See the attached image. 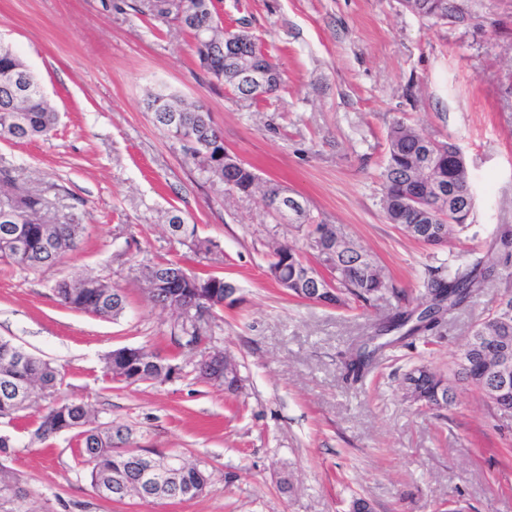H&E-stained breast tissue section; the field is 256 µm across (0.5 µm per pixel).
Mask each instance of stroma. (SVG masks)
I'll use <instances>...</instances> for the list:
<instances>
[{"label": "stroma", "instance_id": "stroma-1", "mask_svg": "<svg viewBox=\"0 0 512 512\" xmlns=\"http://www.w3.org/2000/svg\"><path fill=\"white\" fill-rule=\"evenodd\" d=\"M136 2L0 0V40L60 116L48 139H0V167L58 217L80 213L86 224L54 265L0 261V338L57 367L62 398L91 405L98 423L181 454L211 482L186 502L107 501L70 434L44 444L0 418L13 442L0 465L28 492L0 512H348L357 497L373 512H512V413L462 380L457 360L512 288V266L432 334L380 349L359 380L343 368L429 269H467L497 226L512 224V0H461L470 24L435 26L402 0H217L224 21L243 22L281 70L280 89L254 105L209 78L188 32L140 16ZM158 91L203 104L228 150L365 248L397 295L364 311L288 296L268 276L270 252L302 233L276 223L261 194L206 180L155 125L147 102ZM402 119L465 155L476 206L451 245L425 246L385 221L378 174L387 130ZM172 209L215 242L211 254L172 239ZM163 259L236 282L210 344L238 363L240 392L199 376L202 351L177 353L173 313L148 300L136 272ZM87 275L125 294L119 318L57 301L56 281ZM121 347L175 356L180 370L162 383L107 380L103 360ZM421 365L452 382L450 409L421 412L404 397L402 375Z\"/></svg>", "mask_w": 512, "mask_h": 512}]
</instances>
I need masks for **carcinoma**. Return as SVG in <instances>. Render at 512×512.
Returning <instances> with one entry per match:
<instances>
[{
	"label": "carcinoma",
	"mask_w": 512,
	"mask_h": 512,
	"mask_svg": "<svg viewBox=\"0 0 512 512\" xmlns=\"http://www.w3.org/2000/svg\"><path fill=\"white\" fill-rule=\"evenodd\" d=\"M412 11L418 18L439 23L448 15L451 0H411ZM138 11L144 15L157 14L172 18L192 37L208 30L210 37L221 41L224 32L215 26L219 20L214 0H140ZM200 66L217 82L228 86L239 98L255 101L250 91L235 84L230 76L235 52H219L209 58L196 49ZM148 108L156 124L175 139L182 153H191L190 160L212 180L222 183L229 191L250 193L258 187V177L244 162L228 168L220 152L224 150L223 134L214 124L211 113L199 105H189L176 96L162 91L150 95ZM58 113L40 90L37 78L25 61L8 46L0 43V138L16 143L49 136L56 127ZM460 146L453 141L426 139L417 129L397 121L387 133V157L379 174L380 202L387 223L399 226L409 237L423 242L411 225H429L426 218L407 205L408 197L415 193L433 197L435 192L428 181L442 188V205L448 203L465 209L463 219L448 218L446 234L453 235L468 228V220L475 208V198L470 192V173L466 159L459 155ZM40 196L25 191L4 200L0 199V259L8 260L22 268L37 269L51 265L62 255L74 250L83 230L82 218L77 216L67 222H56L47 217ZM168 226L171 235L178 238L189 235L196 238L193 251L211 253L212 241L196 236V226L185 223L178 210L170 211ZM326 229L329 237L337 236L329 224L319 222L311 214L296 223L303 231V246L287 245L274 251L269 269H282L288 279V294L306 300L311 296L305 271L318 267L327 245L310 243L312 228ZM495 246L503 259L479 257L471 268L443 276L431 274L423 281L417 306L398 308L372 327L368 343L344 361L346 376L358 378L373 362L379 347L369 348V343L388 335L402 340L419 332H430L439 327L445 315L464 303L474 292L493 281L498 267L512 260V225L497 227ZM345 269H336L331 282L334 290L320 295L328 305L348 306L352 303L368 306L388 293L397 294L389 286L376 262L365 266L356 264V258L343 261ZM181 265L166 261L141 266L140 272L150 289L151 301L166 309L187 298L178 272ZM214 289L215 299L196 305L198 326L186 331L184 324L174 322L173 332H181L186 340L177 341L178 348L188 350L199 345L201 337L210 336L217 320L218 304L224 301V276L205 273ZM58 301L73 310L116 319L126 308L125 296L119 289L98 277H86L76 282L60 280L53 286ZM507 326L509 345L512 346V310L496 309L486 320L477 324L469 340L471 359L462 368L465 379L488 399L493 398V360L497 351L483 348L478 337L498 334V328ZM169 362L146 353L142 359L129 362L122 369L112 367V356L105 358V370L114 379L128 384L162 382L169 378ZM63 384L59 371L49 362L32 354L25 357L16 352V345L0 339V417L21 422L28 427L26 411L40 397L57 394ZM403 384L419 392L430 409H443L455 401L454 387L442 375L427 367L415 369L403 377ZM61 432L73 433L78 454L91 464L89 479L92 487L110 492L109 499L119 502L125 494L140 488L143 480L144 460L129 452L131 431L101 429L94 425L87 405L63 400L47 408L34 422L31 435L45 442ZM180 480L187 488L205 489L210 474L198 465L189 464L182 471ZM27 492L18 486L12 472L0 466V502L24 498Z\"/></svg>",
	"instance_id": "1"
}]
</instances>
